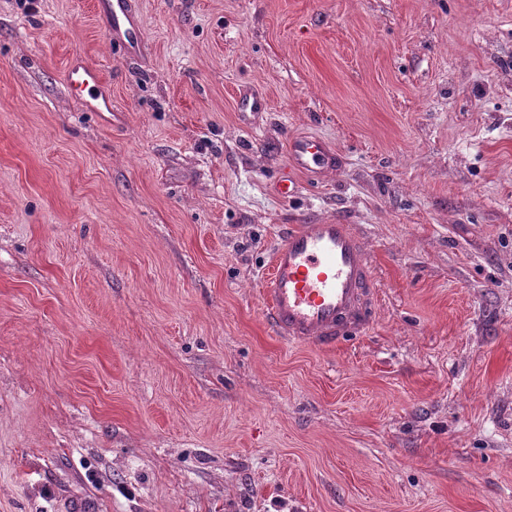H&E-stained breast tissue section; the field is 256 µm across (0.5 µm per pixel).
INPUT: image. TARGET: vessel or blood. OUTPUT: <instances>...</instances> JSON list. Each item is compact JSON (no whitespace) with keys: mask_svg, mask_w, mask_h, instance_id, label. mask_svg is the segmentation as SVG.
<instances>
[{"mask_svg":"<svg viewBox=\"0 0 512 512\" xmlns=\"http://www.w3.org/2000/svg\"><path fill=\"white\" fill-rule=\"evenodd\" d=\"M136 0H96V14L115 48L134 57L145 43ZM66 83L84 111H112V86L85 58L73 57ZM266 96L240 93L238 112L268 111ZM336 168V152L322 139L294 136L288 164L277 183L280 195L300 187L303 175L321 176ZM265 320L283 341L331 349L366 335L374 324L378 301L373 260L355 225L319 215L293 224L273 250L262 290Z\"/></svg>","mask_w":512,"mask_h":512,"instance_id":"obj_1","label":"vessel or blood"}]
</instances>
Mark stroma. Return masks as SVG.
<instances>
[{
    "label": "stroma",
    "mask_w": 512,
    "mask_h": 512,
    "mask_svg": "<svg viewBox=\"0 0 512 512\" xmlns=\"http://www.w3.org/2000/svg\"><path fill=\"white\" fill-rule=\"evenodd\" d=\"M137 2L127 57L0 0V512H512V0ZM297 134L338 163L288 200ZM309 214L378 281L329 352L263 318ZM66 83L81 101L85 112H112V86L99 70L82 56L73 57L66 70ZM269 103L266 96L259 92H243L240 93L237 101V112L242 114H258L267 112Z\"/></svg>",
    "instance_id": "stroma-1"
}]
</instances>
